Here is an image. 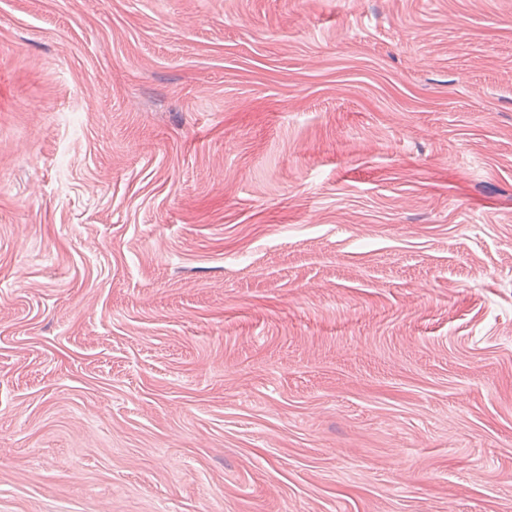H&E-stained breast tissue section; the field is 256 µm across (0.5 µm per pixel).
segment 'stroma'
I'll use <instances>...</instances> for the list:
<instances>
[{
    "label": "stroma",
    "instance_id": "stroma-1",
    "mask_svg": "<svg viewBox=\"0 0 512 512\" xmlns=\"http://www.w3.org/2000/svg\"><path fill=\"white\" fill-rule=\"evenodd\" d=\"M0 512H512V0H0Z\"/></svg>",
    "mask_w": 512,
    "mask_h": 512
}]
</instances>
